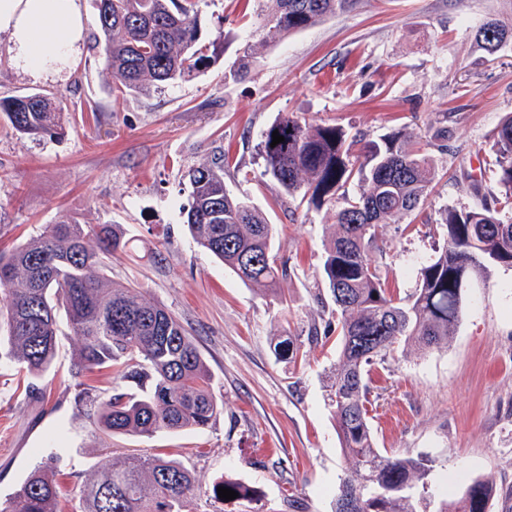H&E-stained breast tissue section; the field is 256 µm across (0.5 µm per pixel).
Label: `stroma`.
Wrapping results in <instances>:
<instances>
[{"mask_svg": "<svg viewBox=\"0 0 512 512\" xmlns=\"http://www.w3.org/2000/svg\"><path fill=\"white\" fill-rule=\"evenodd\" d=\"M81 5L84 40L61 79L18 69L0 35V98L40 91L64 113L63 132L51 138L19 134L0 114V252L66 215L119 225L134 248L114 252L107 275L135 284L181 321L224 410L199 431L111 433L96 424L85 389L105 399L136 386L110 369L76 374L78 341L61 331L41 377L0 362V503L51 456L60 512H79V488L106 457L160 454L202 484L192 512H331L344 476L326 398L338 333L322 308L334 213L286 196L265 173L261 143L291 112L366 140L398 131L422 142L447 128L427 202L385 225L378 239L387 287L412 292L414 259L444 245L441 211L474 207L497 189L483 160L512 113V44L483 59L473 30L512 13V0H358L350 13L275 38L259 0H199L202 39L215 45L209 64L146 95L105 84L93 47L97 7ZM215 149L230 158L226 188L263 209L275 228L287 268L283 302L244 284L183 227L184 173ZM465 295L447 348L371 366L369 415L378 447L433 459L425 512L477 479L497 486L489 512H512V268L492 266ZM313 329L319 340L311 344ZM286 338L299 346L296 358L277 354ZM227 477L253 496L215 497L212 486Z\"/></svg>", "mask_w": 512, "mask_h": 512, "instance_id": "obj_1", "label": "stroma"}]
</instances>
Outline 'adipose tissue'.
Returning <instances> with one entry per match:
<instances>
[{
    "label": "adipose tissue",
    "mask_w": 512,
    "mask_h": 512,
    "mask_svg": "<svg viewBox=\"0 0 512 512\" xmlns=\"http://www.w3.org/2000/svg\"><path fill=\"white\" fill-rule=\"evenodd\" d=\"M0 34L16 67L35 79L60 76L84 39L80 0H0Z\"/></svg>",
    "instance_id": "ef3b65f1"
}]
</instances>
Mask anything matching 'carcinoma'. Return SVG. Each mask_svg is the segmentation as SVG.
<instances>
[{"mask_svg": "<svg viewBox=\"0 0 512 512\" xmlns=\"http://www.w3.org/2000/svg\"><path fill=\"white\" fill-rule=\"evenodd\" d=\"M358 0H263L268 32L296 33L349 13ZM112 92L143 94L191 78L210 61L201 38L198 0H96ZM476 46L492 56L512 42V28L487 18ZM0 112L20 134H57L60 112L49 97L31 93L0 99ZM284 141L271 146L272 133ZM265 174L291 197L311 191L322 207L352 178L361 189L336 210L325 244L322 279L330 314L339 326L336 365L328 375L331 418L345 465L334 512H418L429 493L434 460L376 447L368 418L366 367L397 352L448 347L461 321L465 287L493 265L512 267V115L499 124L491 165L499 193L468 210L441 214L446 241L416 268L417 288L400 294L385 287L379 228L411 214L427 200L440 169L434 155L401 133L378 141L354 140L336 125L311 124L291 114L273 125L262 145ZM224 151L188 170L190 194L182 207L193 241L245 284L276 295L286 272L274 246L273 225L255 205L224 188ZM128 240L116 225L91 227L75 219L49 224L39 235L0 254V312L9 358L32 375L55 358L57 311H65L78 339L77 371L115 367L138 396L115 391L96 405V421L112 433L150 437L160 431L202 429L224 410L211 374L183 325L130 285L115 284L103 268ZM198 486L181 463L157 455L107 458L79 490L81 512H190ZM495 488L476 480L438 512H487ZM59 488L43 466L34 467L0 512H58Z\"/></svg>", "mask_w": 512, "mask_h": 512, "instance_id": "cac0c4a2", "label": "carcinoma"}]
</instances>
